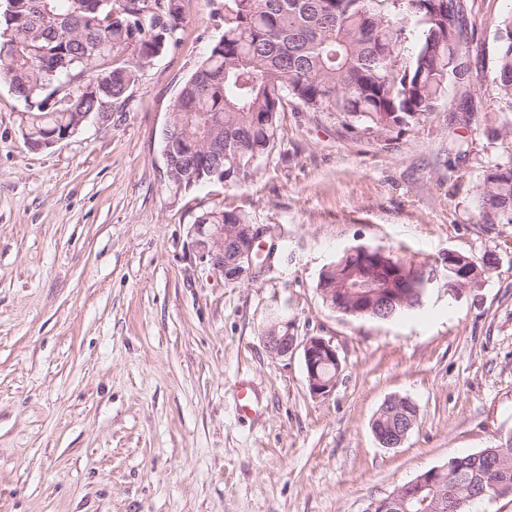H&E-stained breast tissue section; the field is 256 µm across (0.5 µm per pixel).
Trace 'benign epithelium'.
I'll list each match as a JSON object with an SVG mask.
<instances>
[{
	"label": "benign epithelium",
	"mask_w": 512,
	"mask_h": 512,
	"mask_svg": "<svg viewBox=\"0 0 512 512\" xmlns=\"http://www.w3.org/2000/svg\"><path fill=\"white\" fill-rule=\"evenodd\" d=\"M194 245L199 261L209 264L221 272L228 281L236 282L252 277L260 270L256 260L263 254H272V247L265 242L269 228L261 224H195L193 225ZM349 253L360 256L361 267L373 264L375 269L389 272L388 292L376 288L374 275H365L357 271L336 278V268L327 267L323 271V281L319 288L325 302L334 310L342 311L348 303L361 312H371L379 307L393 313V305L404 302L410 289L414 288V275L405 270L396 271L381 259L382 253L372 255L363 247H353ZM482 272L476 264L455 252H448V295L460 298L481 278ZM264 342L270 353L286 356L298 347L302 348L303 360L307 371L308 388L315 398L330 395L336 386V377L325 380L319 374L323 364L341 371V361L331 342L318 336H308L303 341L288 332V323L278 322L271 325L264 335ZM409 428L396 429L386 435L375 431L377 440L389 448H396L407 437ZM423 480H414L394 491L385 498L372 501L366 512H393L401 507V502L412 497Z\"/></svg>",
	"instance_id": "obj_1"
}]
</instances>
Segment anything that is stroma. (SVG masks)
Wrapping results in <instances>:
<instances>
[{
	"label": "stroma",
	"instance_id": "obj_1",
	"mask_svg": "<svg viewBox=\"0 0 512 512\" xmlns=\"http://www.w3.org/2000/svg\"><path fill=\"white\" fill-rule=\"evenodd\" d=\"M463 3L468 70L425 121L375 133L288 105L240 188H175L163 155L176 98L223 32L211 0H183L178 44L51 148L28 147L24 102L0 80V512H365L512 434V224L478 208L485 176L512 166V110L488 109L512 0ZM217 204L270 227L259 277L199 262L192 225ZM356 246L431 278L423 306L331 309L319 276ZM452 251L493 259L455 301ZM278 320L335 346L330 396H311L301 352L268 351ZM394 397L418 418L388 449L371 423Z\"/></svg>",
	"mask_w": 512,
	"mask_h": 512
}]
</instances>
